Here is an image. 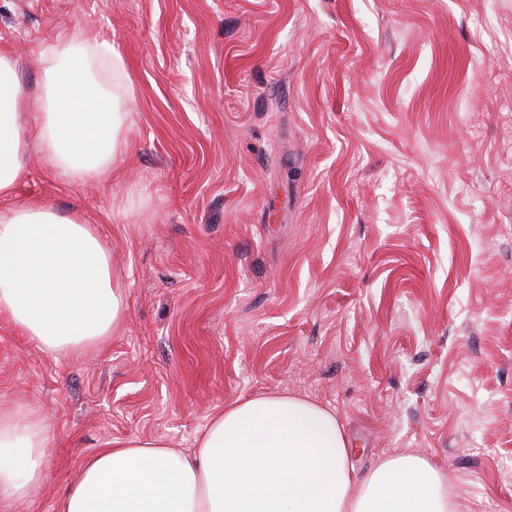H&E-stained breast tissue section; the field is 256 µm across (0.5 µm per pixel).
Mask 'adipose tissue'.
<instances>
[{
	"instance_id": "ef3b65f1",
	"label": "adipose tissue",
	"mask_w": 512,
	"mask_h": 512,
	"mask_svg": "<svg viewBox=\"0 0 512 512\" xmlns=\"http://www.w3.org/2000/svg\"><path fill=\"white\" fill-rule=\"evenodd\" d=\"M106 43L68 38L52 53L38 97H27L12 54L0 52V197L26 177L20 112L38 117L47 162L78 182L111 180L127 119L89 79ZM126 293L105 243L79 215L31 201L0 212V315L53 354L78 352L122 323ZM52 443L34 414L0 406V503L44 477ZM57 512H455L442 474L400 452L356 474L336 416L293 395L232 402L189 453L160 440L107 443L60 496Z\"/></svg>"
}]
</instances>
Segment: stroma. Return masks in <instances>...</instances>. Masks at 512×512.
Listing matches in <instances>:
<instances>
[{"label": "stroma", "mask_w": 512, "mask_h": 512, "mask_svg": "<svg viewBox=\"0 0 512 512\" xmlns=\"http://www.w3.org/2000/svg\"><path fill=\"white\" fill-rule=\"evenodd\" d=\"M108 43L112 181L38 148L6 208L79 214L126 290L52 355L0 317V405L38 411L56 512L109 441L193 451L225 405L333 411L357 470L412 451L461 512H512V0H0V51Z\"/></svg>", "instance_id": "stroma-1"}]
</instances>
